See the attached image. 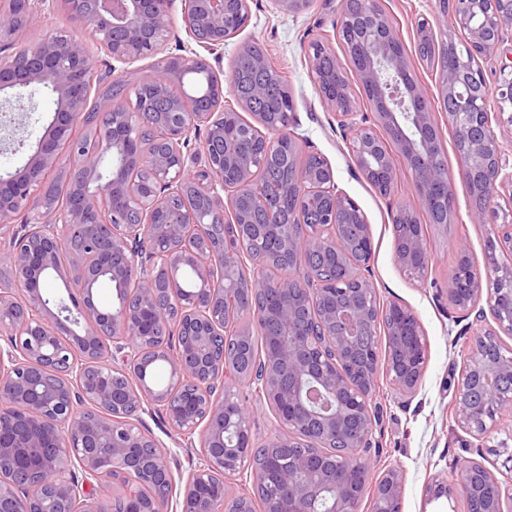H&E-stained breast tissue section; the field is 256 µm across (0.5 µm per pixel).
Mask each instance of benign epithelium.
Masks as SVG:
<instances>
[{"instance_id":"7a95c632","label":"benign epithelium","mask_w":512,"mask_h":512,"mask_svg":"<svg viewBox=\"0 0 512 512\" xmlns=\"http://www.w3.org/2000/svg\"><path fill=\"white\" fill-rule=\"evenodd\" d=\"M24 0L17 13L0 5V109L8 112L31 85L55 96L54 115L25 165L0 175V243L12 269V287L0 291V462L12 463V478L0 481V512H106L87 491L106 466L128 479L124 492L135 512H163L174 477L157 442L134 425L145 407L165 413L170 427L189 439L199 431L203 451L188 479L181 512H254L252 501L231 492L227 473L248 478L268 496L264 512H359L371 496V512H400L405 478L389 468L371 478L370 451L380 416L372 406L379 374L402 395L413 394L423 377L426 339L408 307L380 304L364 274L373 257L370 227L359 205L335 181L331 164L305 150L294 112L272 127L266 114L243 121L234 135L215 108L224 93L246 110L268 98L272 86L239 90L232 68L221 80L224 46L249 21L248 0H185L182 26L190 42L168 47L172 0ZM339 0L332 24L355 61L324 68L335 55L329 35L310 44L309 71L326 108L336 114L352 160L380 195L398 188L402 172L411 178L418 206L399 202L390 211L394 259L404 271L422 276L429 262L419 212L440 210L454 223L455 181L473 198L470 222L492 227L484 270L466 269L468 254L448 284V303L457 321L475 328L468 341L453 394L457 425L478 441L495 438L497 424L512 414V349L500 336L512 335V219L500 214L505 190L512 197V152L496 129L512 127V71L490 86L478 64L500 51L512 32V0H441L449 29L448 61L440 66L436 91L411 77L400 36L385 0ZM70 16L77 35H55L34 44L17 37L35 26L55 4ZM93 32L112 60L113 84L124 101L108 112L86 109L99 60L83 44ZM465 34L458 45L453 33ZM160 56L130 85L120 66ZM212 60H207V56ZM205 64L214 99L173 88L172 78ZM362 88L370 112L359 111L352 82ZM448 113L458 166L448 170L435 104ZM104 128L88 141L80 130ZM155 132L157 151L131 143L139 128ZM288 144L293 158L312 162L288 168L284 201L293 220L281 222L268 210L257 223L243 207L242 194L262 164ZM80 158L71 169L77 202L48 207L33 197L60 162L64 149ZM145 166L151 180L130 173ZM192 184L201 208L231 214L233 240L215 246L200 208L164 213L165 201ZM83 246L60 256L67 240ZM277 250L288 272L275 279L257 273ZM510 263L502 262V257ZM191 269L197 288L186 293L180 274ZM58 276L66 295L48 297L41 282ZM170 283L168 301L157 299L160 276ZM105 280L117 302L101 309L94 286ZM246 287L239 301L224 281ZM82 306L74 310L72 288ZM245 304L269 347L261 372L230 374L215 349L224 322ZM175 326L176 350L161 326ZM153 361L169 366L163 388L150 381ZM124 370L125 385L112 383ZM245 383L265 400L286 433L267 439L263 461L243 463L255 452L251 421L240 423L238 408L213 392ZM304 440L306 451L286 469H273L274 449ZM463 479L435 482L433 499L462 487L467 512H504L512 500L483 463H462ZM160 485L162 496L145 499L144 489Z\"/></svg>"}]
</instances>
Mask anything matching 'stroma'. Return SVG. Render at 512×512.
<instances>
[{
    "label": "stroma",
    "instance_id": "35a3bbf8",
    "mask_svg": "<svg viewBox=\"0 0 512 512\" xmlns=\"http://www.w3.org/2000/svg\"><path fill=\"white\" fill-rule=\"evenodd\" d=\"M249 21L235 40L224 48L223 68H231L238 45L249 42L261 46L278 71L285 76L298 120L297 132L332 165L336 182L365 213L373 241V282L381 302L396 301L409 306L418 316L427 340L426 370L416 393L401 396L387 381H380L373 398L383 412L378 444L371 451L375 472L401 469L405 476L400 512H462L463 498L427 502V488L438 478L452 477L459 460L481 461L501 479L512 482L490 447L471 446V438L455 423L450 408L449 380L462 363L465 337H453L452 311L448 305V281L455 263V249L444 226L427 227L429 269L421 283L404 272L394 260V242L388 217V202L355 169L341 137L336 117L321 102L306 64V50L319 36L331 33L338 9L337 0H311L308 9L287 13L273 0H248ZM387 11L399 30L414 78L427 87L435 85V71L417 54L416 21L425 16L436 19L438 0H387ZM35 110L18 132L17 141H0V174L21 168L36 148L52 119L55 102L44 89L34 90ZM457 224L463 225L465 239L475 267H483L490 227L471 223L472 199L464 184H456ZM137 425L150 432L166 457L174 476L173 492L166 512H177L179 494L187 475L199 459V447H187L154 411L141 414Z\"/></svg>",
    "mask_w": 512,
    "mask_h": 512
}]
</instances>
